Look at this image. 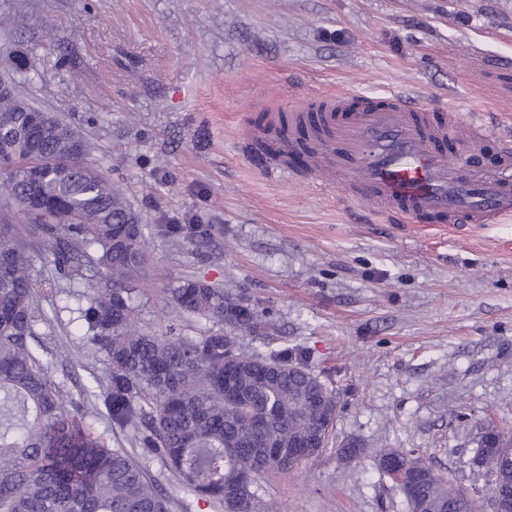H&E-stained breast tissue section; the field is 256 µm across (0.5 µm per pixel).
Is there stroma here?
<instances>
[{"label": "stroma", "instance_id": "obj_1", "mask_svg": "<svg viewBox=\"0 0 512 512\" xmlns=\"http://www.w3.org/2000/svg\"><path fill=\"white\" fill-rule=\"evenodd\" d=\"M0 73L93 146L87 161L144 224L149 270L137 300L158 333H228L183 317L164 288L184 278L248 297L261 330L246 353H306L336 393L328 443L261 481L282 512H408L374 454L427 458L492 512L478 440L512 444V218L421 231L250 150L258 116L328 91H404L482 117L477 164L494 167L512 128V0H0ZM199 224L204 244L168 232ZM91 294L60 282L35 330L50 374L112 448L129 445L84 393L108 369L82 340ZM365 453L348 462L347 440Z\"/></svg>", "mask_w": 512, "mask_h": 512}]
</instances>
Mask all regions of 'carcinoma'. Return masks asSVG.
Listing matches in <instances>:
<instances>
[{
  "label": "carcinoma",
  "mask_w": 512,
  "mask_h": 512,
  "mask_svg": "<svg viewBox=\"0 0 512 512\" xmlns=\"http://www.w3.org/2000/svg\"><path fill=\"white\" fill-rule=\"evenodd\" d=\"M68 154L67 142L45 130L21 123L0 130V157L17 172L44 161L47 177L37 191L62 200L78 218L54 224L47 213L35 215L24 204L26 184L10 173L0 181V512H170L135 457L108 447L79 409L66 408L65 392L36 349L35 254L60 278L90 283L83 337L109 366L108 381L96 389L113 426L134 429L177 480L223 512H279L259 493L260 479L301 463L288 458V449L325 438L335 393L286 349L245 354L232 336L142 329L144 226L129 223V208L86 161L65 173L57 161ZM167 301L182 316L222 322L242 335L261 329L243 297L198 281L167 289ZM227 360L237 399L224 392ZM510 453L494 435L479 440L478 463L503 491L512 489ZM398 459L409 465V512H474L471 500L422 457L400 448L375 453L380 471Z\"/></svg>",
  "instance_id": "1"
}]
</instances>
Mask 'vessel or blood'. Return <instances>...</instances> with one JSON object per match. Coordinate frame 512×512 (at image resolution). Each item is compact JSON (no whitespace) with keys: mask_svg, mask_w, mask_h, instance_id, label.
<instances>
[{"mask_svg":"<svg viewBox=\"0 0 512 512\" xmlns=\"http://www.w3.org/2000/svg\"><path fill=\"white\" fill-rule=\"evenodd\" d=\"M421 104L396 91L380 100L341 92L322 95L323 128L312 169L345 183L356 199L405 222L427 215L446 224H495L512 217V147L494 173L451 162L438 147L456 138L478 144L483 128L448 112L422 120Z\"/></svg>","mask_w":512,"mask_h":512,"instance_id":"obj_1","label":"vessel or blood"}]
</instances>
